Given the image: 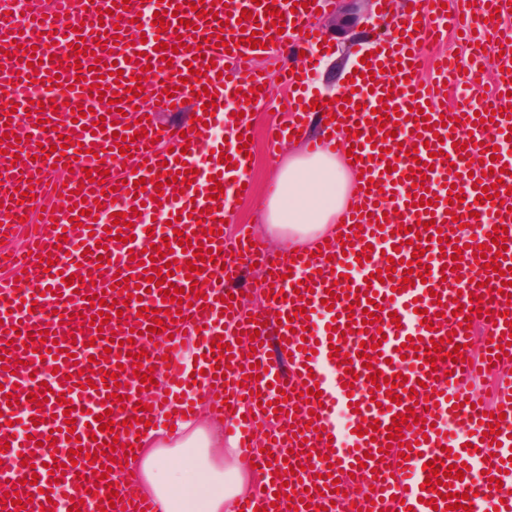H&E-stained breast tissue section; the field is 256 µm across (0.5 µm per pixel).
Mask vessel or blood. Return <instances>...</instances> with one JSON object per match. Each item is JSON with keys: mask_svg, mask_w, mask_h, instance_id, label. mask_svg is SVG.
I'll use <instances>...</instances> for the list:
<instances>
[{"mask_svg": "<svg viewBox=\"0 0 512 512\" xmlns=\"http://www.w3.org/2000/svg\"><path fill=\"white\" fill-rule=\"evenodd\" d=\"M199 0H0V91H7L14 113L0 114V134H8V152L0 156V236L25 235L24 249L0 258V268L29 271L28 280L0 278V502L7 493L17 494L19 505H7L5 512H62L66 497L79 500L80 512H101L116 505L117 512H156L154 500L146 496L135 473L112 467V445L126 448L136 444L145 430L135 418L137 403L150 405L159 419L176 412H189L182 395L188 391H209L224 386L223 399H212L213 409L231 420L230 429L241 450L243 466L258 464L266 481L264 490L241 496L244 512H279L276 496L290 497L299 512H314L315 506L328 512H446L432 508L431 491L423 487L427 473L423 466L432 459L464 473L463 480L441 484L442 493L468 494V512H495L500 491L491 489L490 478L512 485V376L501 377L494 404H487L472 390L468 379L491 366L512 364V328L504 313L512 300V194L503 203L477 202L474 182L491 186L496 181L512 187V153L493 158V147L512 132L506 110L512 107V29L495 35L502 58L495 64L494 92L483 106H431L442 96L445 84L459 79L458 63L441 61L431 81L420 83L417 65L424 48L446 30L462 32L472 44L473 59H481L478 44L484 43L492 9L500 19L512 17V0H475L473 8L446 11L422 0L420 25L405 24L395 37L367 63L358 64L356 91L351 103L330 107L335 131L324 147L345 155L354 151L356 170L365 177L363 187L352 188L353 206L344 208L341 221H355L361 229L350 247L329 240L316 256L284 247L279 255H268L251 243L252 236L239 231L237 238L207 236L214 220L234 219L237 198L254 195L247 173L249 157L238 151L239 136L250 135L247 118L226 114L225 102L250 99L257 106L268 102L267 80L253 61L261 56L260 46L268 42L271 8L285 16L286 29L295 33L297 44H317L314 20L318 13L333 10L335 0H310L307 7L293 8L290 0H216L214 14L197 16L193 7ZM164 15V31L153 26L155 12ZM121 26H114V18ZM258 30V47L241 39L243 31ZM224 45H215L216 37ZM167 50L158 51L157 42ZM105 43L100 67L85 70L97 43ZM183 50H176V43ZM81 54H74L76 44ZM201 46L195 57L193 46ZM40 64H32V56ZM410 57L409 65L399 60ZM170 66H163V59ZM116 63L120 76L109 74ZM232 64L239 76L233 80L217 76L218 66ZM385 69L382 80L367 78V71ZM199 70L200 81L189 78ZM143 84H136L140 74ZM282 81L290 86L301 105L286 121L269 125L266 141L269 161L278 164L279 149L288 136L300 133L313 95L297 86L295 74L283 69ZM102 95L94 97L92 86ZM140 95H133V88ZM119 105H112V97ZM215 101L214 117L203 110ZM190 106L195 117L188 137L160 124L158 116L170 112L172 103ZM398 109L402 121L396 136L379 130L377 111L382 106ZM422 107L424 116L411 120L410 110ZM82 108L85 115L73 118L71 111ZM50 130H43V120ZM102 130H94V122ZM146 133L135 136L133 123ZM358 135H350L351 127ZM223 128L224 137L214 135ZM131 140L129 155H121L117 133ZM70 137L71 147L62 157L46 156L50 146ZM381 147H373L371 138ZM425 147H417V140ZM84 151H77V144ZM404 154H397V147ZM416 157H409V149ZM229 156L226 164L218 155ZM196 170L193 183L180 180L156 186L157 172ZM142 178L145 190L133 196L128 183ZM224 191L211 199L212 182ZM462 191L463 200L447 204L448 185ZM427 196L426 206H416V196ZM46 203L42 219H35L33 207ZM122 212L128 225L121 240L111 239L100 218ZM151 215L161 223L148 225ZM464 217L472 234H460L453 244H439L438 232L453 217ZM426 222L417 245H408L406 227ZM506 227L507 246L498 252L492 242L494 227ZM190 245L179 242L180 235ZM212 244L214 261H200L195 253ZM170 246L165 256L150 257L147 247ZM371 247L368 261H361L363 247ZM398 248L400 265L391 279L379 282L370 275L386 268L385 253ZM423 248L422 258H413L414 248ZM462 263H454V252ZM259 264L267 271L273 291L266 300L268 310L293 316V324H280V359L292 367L283 377L278 365L266 355L265 336L256 335L257 313L248 311L240 299L231 309L221 302L223 281L232 275L236 261ZM492 260L496 269L485 268ZM201 271L190 274V266ZM429 268L425 282L403 287L408 272ZM355 277H348L349 269ZM171 270L172 283L182 289L181 303H172L163 286H152L141 299L129 297L128 285L144 284L146 276ZM73 285H66V278ZM372 288L374 303L358 298L357 292ZM106 294V302L124 304L122 316L111 317L103 329L91 326L95 291ZM334 292L333 308L323 300ZM163 309L164 332L148 336L153 317L141 315V307ZM305 307L298 315L297 307ZM432 314L431 326L421 323V310ZM376 313L380 323L369 324L365 313ZM484 323L491 340V355L482 358L469 349L462 325L464 317ZM49 340H38L40 332ZM222 338L229 345L228 356L212 354L211 343ZM252 340L253 360L265 372L260 379L245 377L236 370L226 378L216 375L217 366L229 365L237 356V338ZM382 338L379 350H371L373 338ZM417 338L418 348L407 347ZM440 341L443 352L463 345L464 359L431 360L428 348ZM198 345L204 355V375L191 377L182 353ZM339 347L331 356V347ZM151 369L155 379L165 380L169 395L146 389L135 377V366ZM56 368L52 380L44 371ZM381 371L398 382L399 403H391L385 390L374 389L367 375ZM116 374L115 392L102 387L104 374ZM315 378L322 392L320 401H306L302 395L307 378ZM291 386L289 397L280 390ZM417 398H410V390ZM464 406H457V399ZM286 411H277L278 400ZM414 409L419 422L404 431L401 445H410L412 455L402 458L400 447L389 445L386 435L395 415ZM502 417L500 431L488 434L482 421L484 411ZM350 414L353 424L374 429V436H351L343 440L336 417ZM110 415L112 431L100 430L98 419ZM325 438H318L317 429ZM76 440H68V431ZM267 434L266 451L254 446L258 434ZM54 437L56 454L47 457L42 448ZM99 452L97 465L109 469L106 480L92 473L88 453ZM311 497L312 507L300 504Z\"/></svg>", "mask_w": 512, "mask_h": 512, "instance_id": "b4317fda", "label": "vessel or blood"}]
</instances>
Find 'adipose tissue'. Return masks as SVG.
<instances>
[{
  "label": "adipose tissue",
  "instance_id": "ef3b65f1",
  "mask_svg": "<svg viewBox=\"0 0 512 512\" xmlns=\"http://www.w3.org/2000/svg\"><path fill=\"white\" fill-rule=\"evenodd\" d=\"M351 173L330 152L296 155L284 165L268 204L269 232L290 243H309L338 232L336 217L347 200ZM226 448L227 458L213 449ZM236 442H225L221 426L191 416L173 428L143 433L130 470L154 499L157 512H231L247 479L234 466Z\"/></svg>",
  "mask_w": 512,
  "mask_h": 512
}]
</instances>
